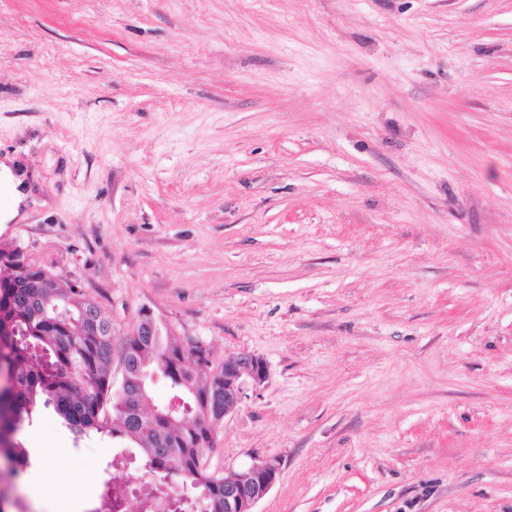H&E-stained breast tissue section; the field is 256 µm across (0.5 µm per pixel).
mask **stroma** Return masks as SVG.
<instances>
[{
	"label": "stroma",
	"instance_id": "obj_1",
	"mask_svg": "<svg viewBox=\"0 0 512 512\" xmlns=\"http://www.w3.org/2000/svg\"><path fill=\"white\" fill-rule=\"evenodd\" d=\"M20 246L115 341L262 359L211 469L255 512H512V0H0ZM10 512L123 457L50 410Z\"/></svg>",
	"mask_w": 512,
	"mask_h": 512
}]
</instances>
